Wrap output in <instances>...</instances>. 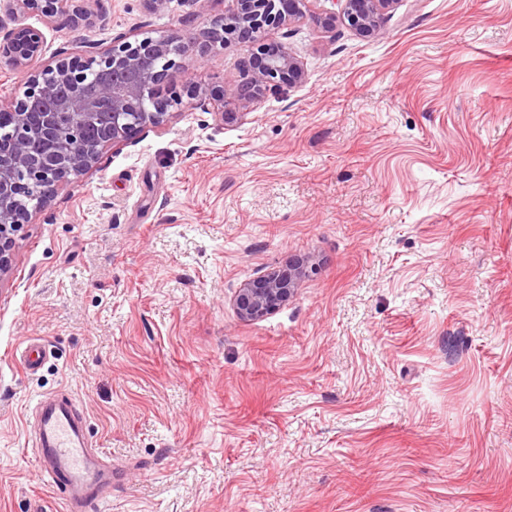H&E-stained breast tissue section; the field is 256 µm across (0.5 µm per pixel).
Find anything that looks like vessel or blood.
I'll return each mask as SVG.
<instances>
[{
    "label": "vessel or blood",
    "mask_w": 512,
    "mask_h": 512,
    "mask_svg": "<svg viewBox=\"0 0 512 512\" xmlns=\"http://www.w3.org/2000/svg\"><path fill=\"white\" fill-rule=\"evenodd\" d=\"M78 418L74 403L65 396L37 404V439L45 458L41 477L46 485L62 493L70 512H85L90 504L102 499L93 490L98 472L89 442L77 433Z\"/></svg>",
    "instance_id": "b4317fda"
}]
</instances>
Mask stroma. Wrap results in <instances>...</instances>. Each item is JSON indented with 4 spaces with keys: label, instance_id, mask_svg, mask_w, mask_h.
<instances>
[{
    "label": "stroma",
    "instance_id": "1",
    "mask_svg": "<svg viewBox=\"0 0 512 512\" xmlns=\"http://www.w3.org/2000/svg\"><path fill=\"white\" fill-rule=\"evenodd\" d=\"M24 16L41 64L233 8ZM306 78L110 149L0 277V512H66L32 445L69 395L117 475L100 512H512V0H396L383 33L271 31ZM249 46L178 87L237 95ZM307 258L279 311L249 279ZM42 340L25 372L14 352ZM304 262H288L243 283L234 291L232 304L241 321H258L274 313L291 300L308 275Z\"/></svg>",
    "mask_w": 512,
    "mask_h": 512
}]
</instances>
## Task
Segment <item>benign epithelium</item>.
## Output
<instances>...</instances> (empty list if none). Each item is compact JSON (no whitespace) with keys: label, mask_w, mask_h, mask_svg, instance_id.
Returning <instances> with one entry per match:
<instances>
[{"label":"benign epithelium","mask_w":512,"mask_h":512,"mask_svg":"<svg viewBox=\"0 0 512 512\" xmlns=\"http://www.w3.org/2000/svg\"><path fill=\"white\" fill-rule=\"evenodd\" d=\"M15 26L0 35V59L27 75L24 97L0 102V114L13 127L10 140L0 146V275L11 263L15 237L29 223L32 212L21 213L16 198L39 189L37 208H43L72 176L102 164L106 149L130 142L168 120L182 96L166 93L191 59L205 60L212 50L236 40L251 47L239 75L237 105L249 108L270 91L295 87L304 71L288 47L267 34L296 23L308 22L330 29L342 21L365 38L382 33V19L395 0H329L332 7L315 11L314 0H234L231 14L210 19L205 27L185 37L169 33L133 42L119 37L112 46L92 56L63 55L44 69L33 67L42 56L45 37L19 16L58 13L62 0H6ZM76 24H95L102 15L90 0H67ZM104 74L91 91L83 89L89 70ZM146 108H137L144 101ZM50 148L58 157L51 170L37 162L35 151ZM308 266L288 263L243 283L232 304L238 318L258 321L291 300Z\"/></svg>","instance_id":"benign-epithelium-1"}]
</instances>
